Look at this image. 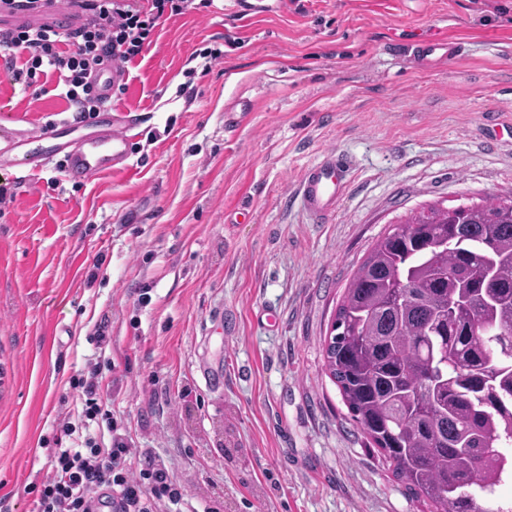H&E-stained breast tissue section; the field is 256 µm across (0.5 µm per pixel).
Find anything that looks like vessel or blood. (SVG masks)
Segmentation results:
<instances>
[{"label":"vessel or blood","mask_w":512,"mask_h":512,"mask_svg":"<svg viewBox=\"0 0 512 512\" xmlns=\"http://www.w3.org/2000/svg\"><path fill=\"white\" fill-rule=\"evenodd\" d=\"M10 17L16 24H37L44 21L56 25L80 20L82 10L77 0L59 4L46 0L41 15L17 9L7 11L0 0V18ZM97 130L89 135L71 137L72 125L65 120L47 122L39 132L23 136L11 135L0 143V168H9L25 175L30 164L44 167L57 155H65L66 170L72 178L89 179L125 167L132 152L135 135L125 115L96 116ZM347 157L329 150L303 172L300 196L304 208L314 217L333 213L341 198L349 175Z\"/></svg>","instance_id":"vessel-or-blood-1"}]
</instances>
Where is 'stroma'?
<instances>
[{
	"instance_id": "obj_1",
	"label": "stroma",
	"mask_w": 512,
	"mask_h": 512,
	"mask_svg": "<svg viewBox=\"0 0 512 512\" xmlns=\"http://www.w3.org/2000/svg\"><path fill=\"white\" fill-rule=\"evenodd\" d=\"M464 42L452 61L414 47ZM0 69V133L66 102ZM111 108L138 122L125 169L0 170V512H35L78 380L198 512H430L353 424L324 340L390 225L512 196V0H242L164 21ZM245 110L235 133L224 111ZM351 161L312 217L304 169ZM108 346H100L98 331Z\"/></svg>"
}]
</instances>
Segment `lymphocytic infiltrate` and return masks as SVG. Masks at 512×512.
Listing matches in <instances>:
<instances>
[{
    "label": "lymphocytic infiltrate",
    "mask_w": 512,
    "mask_h": 512,
    "mask_svg": "<svg viewBox=\"0 0 512 512\" xmlns=\"http://www.w3.org/2000/svg\"><path fill=\"white\" fill-rule=\"evenodd\" d=\"M213 0H83V20L61 31L44 24L0 28V49L26 54L25 82L52 73L77 120L106 102L92 80L103 64L116 68L140 56L163 20L211 7ZM108 442L56 449L37 512H183V486L151 449L131 447L108 421Z\"/></svg>",
    "instance_id": "f902f5d3"
}]
</instances>
